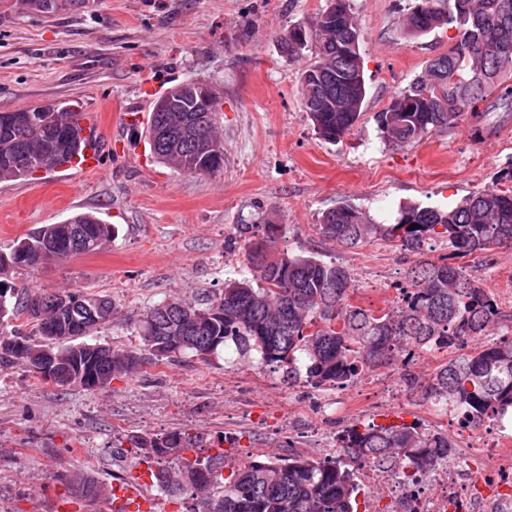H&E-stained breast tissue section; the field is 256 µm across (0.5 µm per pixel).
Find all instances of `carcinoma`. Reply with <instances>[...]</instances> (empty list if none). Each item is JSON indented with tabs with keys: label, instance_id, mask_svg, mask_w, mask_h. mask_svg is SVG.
Wrapping results in <instances>:
<instances>
[{
	"label": "carcinoma",
	"instance_id": "carcinoma-1",
	"mask_svg": "<svg viewBox=\"0 0 512 512\" xmlns=\"http://www.w3.org/2000/svg\"><path fill=\"white\" fill-rule=\"evenodd\" d=\"M436 2L417 0L427 12L411 11L406 30L423 36L454 28L457 40L377 114L382 137L396 145L417 142L469 116L479 118L477 105L494 93L512 97V0H448L446 9ZM329 17L336 18L330 29ZM304 31L302 47L294 48L287 33L282 48L290 57L312 54L313 63L302 74V105L318 136L335 143L357 125L366 97L361 53L346 57L360 37L349 0H327L313 27ZM190 85L184 81L153 103L150 151L158 162L179 171L213 175L224 168V139L216 124L219 104L208 112L185 111ZM32 111L23 106L0 114V182L22 178V169L34 164L53 170L85 148L79 107L58 108L50 135L22 122ZM497 181L507 187L474 192L448 211L403 207L393 224H378L350 204L322 214L316 231L325 241L351 249L380 236L415 256L402 303L387 311L376 315L350 302L353 277L347 267L274 249L284 225L275 230L268 222L243 224L239 232L247 245L250 277L224 283L223 293L205 308L179 299L154 305L135 324L141 346L157 361L185 354L208 361L229 348L238 364L257 361L282 370L290 384L336 390L367 370L410 358L416 349H461L512 323V313L499 309L465 266L435 262L428 253L438 243L448 248L450 259L488 261L495 249L512 246V163L499 171ZM114 235L115 228L92 212L63 224H43L17 242L9 262L0 263V276L45 261L48 239L68 259L97 253ZM63 301L68 307L62 311ZM116 314L117 307L105 296L0 289V368L34 373L36 361L49 352L54 385L107 389L144 361L134 350L86 341ZM20 315L34 320L31 331L4 330ZM414 389L464 425L485 419L512 423V336L448 360L428 384ZM339 442L347 452L333 459L268 455L226 477L216 459L182 454L190 444L182 432L160 441L138 438L134 447L157 458L176 455L175 466L154 474L152 482L169 494L190 493L202 504L199 512H360L363 492L352 470L357 457L399 461L405 473L431 465L453 448L448 435L405 424L350 428ZM68 481L83 493L108 494L80 473Z\"/></svg>",
	"mask_w": 512,
	"mask_h": 512
}]
</instances>
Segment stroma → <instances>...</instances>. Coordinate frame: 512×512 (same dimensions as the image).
<instances>
[{
  "instance_id": "1",
  "label": "stroma",
  "mask_w": 512,
  "mask_h": 512,
  "mask_svg": "<svg viewBox=\"0 0 512 512\" xmlns=\"http://www.w3.org/2000/svg\"><path fill=\"white\" fill-rule=\"evenodd\" d=\"M415 0H350L360 25L367 88L362 116L336 143L321 139L301 104L309 57L283 53L294 24H311L326 0H0V112L26 105L77 104L103 111L100 133L111 150L100 172L57 169L0 183V253L41 224L94 212L117 231L101 252L16 269L5 287L77 289L103 295L123 312L96 339L139 348L133 324L163 300L188 297L206 306L228 279L246 273L238 227L284 225L278 249L316 255L350 269L352 303L378 308L379 287L406 286L412 256L373 237L340 249L315 232L323 212L350 204L380 224L400 205L442 209L496 185L512 161V98L488 97L480 118L465 119L423 140H383L375 116L456 41L444 28L407 35ZM190 80L218 94L224 168L190 175L158 163L146 123L155 97ZM467 272L486 289L512 278V249L473 259ZM336 390L284 382L264 366L243 368L225 350L203 361L145 360L108 391L58 387L23 368L0 370V512H114L112 496L89 499L67 475L86 474L112 487L138 477L151 512H195L189 493L170 496L149 481L174 457H147L134 438L172 431L199 437L198 455H215L224 437L243 434L249 448L288 455L277 411L294 423L303 454L335 448L349 420L323 416Z\"/></svg>"
}]
</instances>
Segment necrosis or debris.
Segmentation results:
<instances>
[{
  "mask_svg": "<svg viewBox=\"0 0 512 512\" xmlns=\"http://www.w3.org/2000/svg\"><path fill=\"white\" fill-rule=\"evenodd\" d=\"M429 415L449 432L448 457L409 478L384 461L360 459L365 512H512V436L487 423H456L434 406Z\"/></svg>",
  "mask_w": 512,
  "mask_h": 512,
  "instance_id": "1",
  "label": "necrosis or debris"
}]
</instances>
